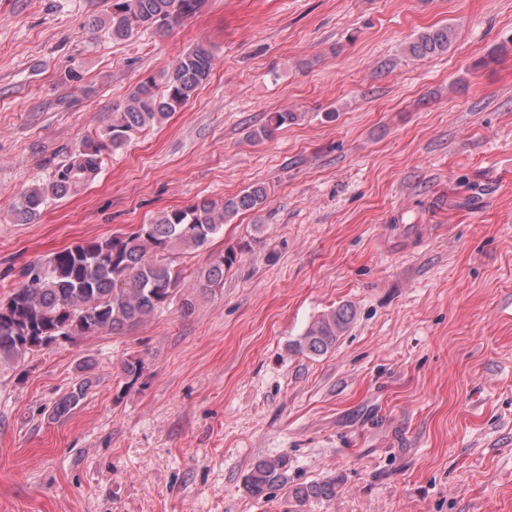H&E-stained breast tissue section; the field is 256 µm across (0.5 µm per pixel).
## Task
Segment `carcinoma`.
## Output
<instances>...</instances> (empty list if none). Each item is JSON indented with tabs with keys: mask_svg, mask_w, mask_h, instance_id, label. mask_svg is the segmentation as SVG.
Wrapping results in <instances>:
<instances>
[{
	"mask_svg": "<svg viewBox=\"0 0 512 512\" xmlns=\"http://www.w3.org/2000/svg\"><path fill=\"white\" fill-rule=\"evenodd\" d=\"M201 0H111L106 28L119 42L135 33L161 32L194 14ZM453 42V30L444 25L417 36L408 46L414 58L445 55ZM213 55L197 47L177 57L159 78L140 82L125 106L112 112V121L100 139L83 140L71 161L52 178L30 186L13 211L14 220L27 224L47 202L62 198L93 181L102 166V151L118 150L146 129L162 123L184 106L208 79ZM164 90L158 91V85ZM298 120L288 111L269 112L264 123L250 132L256 143ZM266 188L253 185L220 202L210 198L159 214L151 223L131 233L114 234L78 242L26 268L22 283L0 296V364H14L50 345L56 337L75 340L105 331L132 329L180 301V309L194 308L195 298L182 294L183 277L176 255L199 249L224 231L243 211L262 208ZM250 243L218 255L202 272L196 292L208 295L224 281ZM354 318L350 306L342 305L315 319L290 349L320 356L336 346ZM90 387L82 377L72 390L54 404L53 416H68ZM288 456H270L256 461L243 476V489L256 498L284 491L285 512H303L314 501L336 497V481L293 483L288 478Z\"/></svg>",
	"mask_w": 512,
	"mask_h": 512,
	"instance_id": "1",
	"label": "carcinoma"
}]
</instances>
